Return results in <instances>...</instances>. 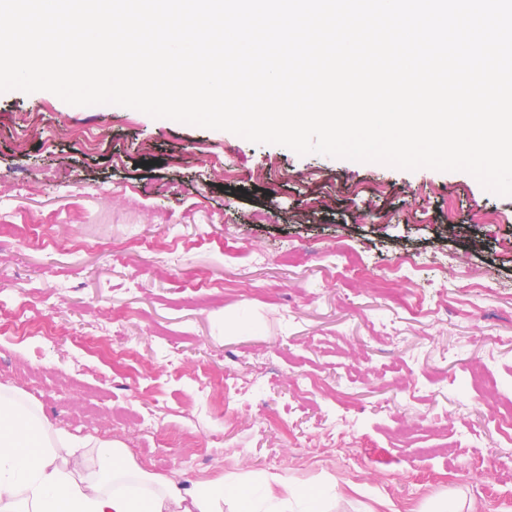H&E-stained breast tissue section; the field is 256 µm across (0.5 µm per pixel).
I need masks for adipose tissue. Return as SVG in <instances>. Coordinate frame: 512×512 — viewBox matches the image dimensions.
I'll return each mask as SVG.
<instances>
[{
  "label": "adipose tissue",
  "instance_id": "adipose-tissue-1",
  "mask_svg": "<svg viewBox=\"0 0 512 512\" xmlns=\"http://www.w3.org/2000/svg\"><path fill=\"white\" fill-rule=\"evenodd\" d=\"M335 500V487L300 489L278 473L246 483L157 476L0 386V512H330Z\"/></svg>",
  "mask_w": 512,
  "mask_h": 512
}]
</instances>
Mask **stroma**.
<instances>
[{"mask_svg":"<svg viewBox=\"0 0 512 512\" xmlns=\"http://www.w3.org/2000/svg\"><path fill=\"white\" fill-rule=\"evenodd\" d=\"M0 212V384L55 426L177 481H331L333 512L457 491L512 512L494 433L512 403V196L11 90ZM348 251L362 277L326 278ZM406 253L429 317L376 287ZM138 414L166 430L112 424Z\"/></svg>","mask_w":512,"mask_h":512,"instance_id":"35a3bbf8","label":"stroma"}]
</instances>
